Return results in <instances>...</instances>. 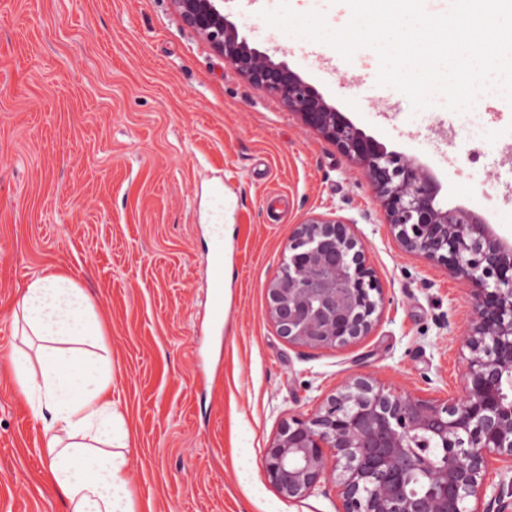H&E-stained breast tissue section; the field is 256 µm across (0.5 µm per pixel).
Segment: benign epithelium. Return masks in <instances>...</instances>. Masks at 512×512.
Returning <instances> with one entry per match:
<instances>
[{"label":"benign epithelium","instance_id":"7a95c632","mask_svg":"<svg viewBox=\"0 0 512 512\" xmlns=\"http://www.w3.org/2000/svg\"><path fill=\"white\" fill-rule=\"evenodd\" d=\"M183 20L250 82L279 97L358 162L401 245L462 277L472 297L461 345L463 395L434 401L395 393L366 376L347 380L311 417L292 416L266 448L268 482L290 500L330 480L336 512H508L512 480V245L480 215L444 208L439 185L410 157L389 152L297 73L249 47L223 0H174ZM310 214L288 240L283 272L267 285L277 333L302 349L334 348L374 330L384 289L351 229ZM339 473L328 472L327 454ZM429 490L407 491L413 472Z\"/></svg>","mask_w":512,"mask_h":512}]
</instances>
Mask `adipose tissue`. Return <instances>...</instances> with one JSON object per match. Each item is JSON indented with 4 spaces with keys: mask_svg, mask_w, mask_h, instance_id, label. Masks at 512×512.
I'll return each mask as SVG.
<instances>
[{
    "mask_svg": "<svg viewBox=\"0 0 512 512\" xmlns=\"http://www.w3.org/2000/svg\"><path fill=\"white\" fill-rule=\"evenodd\" d=\"M8 361L44 423L43 454L66 512H139L127 475L132 431L112 399L106 324L86 290L56 269L35 277L12 315Z\"/></svg>",
    "mask_w": 512,
    "mask_h": 512,
    "instance_id": "obj_1",
    "label": "adipose tissue"
}]
</instances>
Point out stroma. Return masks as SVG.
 Masks as SVG:
<instances>
[{
    "instance_id": "1",
    "label": "stroma",
    "mask_w": 512,
    "mask_h": 512,
    "mask_svg": "<svg viewBox=\"0 0 512 512\" xmlns=\"http://www.w3.org/2000/svg\"><path fill=\"white\" fill-rule=\"evenodd\" d=\"M277 4L224 0V15L355 126L432 171L442 205L484 215L512 241V103L494 89L465 112L413 110L378 85L373 50L346 61L268 26L260 12ZM219 182L235 276L219 335L200 338L206 195ZM310 212L354 220L387 297L371 335L346 346L288 345L269 318L266 285ZM57 267L108 318L141 512H336L332 485L291 501L267 481L262 458L284 422L352 376L462 395V281L406 251L360 166L225 63L173 0H0V353L18 342L15 302ZM42 446L41 421L0 370V512H65Z\"/></svg>"
}]
</instances>
